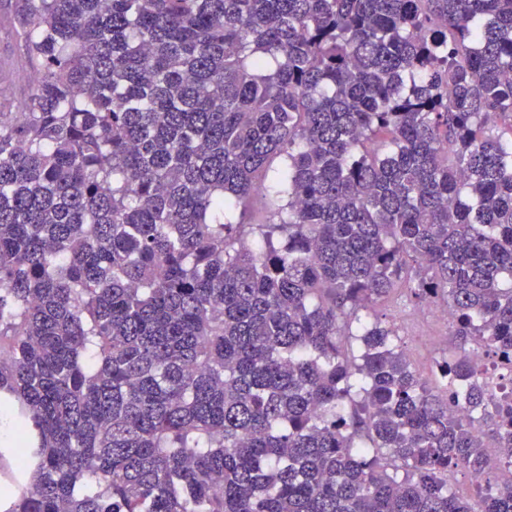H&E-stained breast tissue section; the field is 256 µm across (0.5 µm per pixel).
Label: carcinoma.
I'll use <instances>...</instances> for the list:
<instances>
[{"label": "carcinoma", "instance_id": "obj_1", "mask_svg": "<svg viewBox=\"0 0 512 512\" xmlns=\"http://www.w3.org/2000/svg\"><path fill=\"white\" fill-rule=\"evenodd\" d=\"M0 512H512V0H16ZM286 162L276 221L245 220ZM484 477L470 498L448 485ZM14 10L15 0H0V64L9 68L13 76V98L9 105L1 104V112H21L34 86V73ZM433 307L424 303L417 304L406 290L398 289L379 301L374 308L394 326L408 358L424 377L432 381L434 378L430 373L434 362L460 350L458 339L453 336V328L448 321V311L439 309L437 312L440 320L448 322L447 326L434 316ZM438 339L445 341L438 344ZM472 360L482 374L483 380L488 385L493 397L497 400L507 397L512 400V373L511 382L505 379V370L500 361L489 358L482 351H475Z\"/></svg>", "mask_w": 512, "mask_h": 512}]
</instances>
